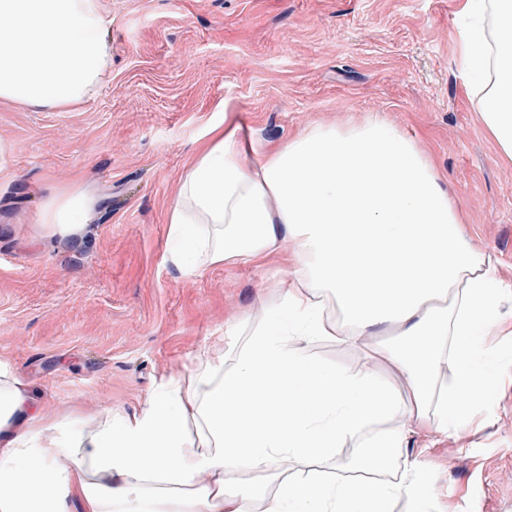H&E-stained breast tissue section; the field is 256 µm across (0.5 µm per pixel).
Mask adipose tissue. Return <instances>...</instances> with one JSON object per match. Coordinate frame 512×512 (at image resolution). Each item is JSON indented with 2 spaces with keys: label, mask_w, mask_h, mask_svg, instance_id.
<instances>
[{
  "label": "adipose tissue",
  "mask_w": 512,
  "mask_h": 512,
  "mask_svg": "<svg viewBox=\"0 0 512 512\" xmlns=\"http://www.w3.org/2000/svg\"><path fill=\"white\" fill-rule=\"evenodd\" d=\"M461 14V66L512 161V0H464ZM111 63L98 0H0V99L78 104ZM204 139L167 212V260L190 274L283 256L278 303L118 422L105 411L44 431L23 379L1 363L0 512H393L399 499L429 512L427 460L408 447L426 433L467 438L496 385L489 339L512 297L496 257L465 242L428 154L384 121L270 143L220 120ZM96 205L78 189L49 198L47 236L74 242ZM317 342L362 358L327 364L310 351ZM346 444L351 473L372 479L326 475Z\"/></svg>",
  "instance_id": "adipose-tissue-1"
}]
</instances>
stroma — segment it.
Segmentation results:
<instances>
[{
  "mask_svg": "<svg viewBox=\"0 0 512 512\" xmlns=\"http://www.w3.org/2000/svg\"><path fill=\"white\" fill-rule=\"evenodd\" d=\"M462 0H99L112 67L84 103L0 100V361L58 422L140 411L162 377L227 343L277 301L272 256L186 275L166 259L167 210L219 115L283 142L377 116L419 140L512 285V163L459 65ZM96 198L72 250L39 213ZM488 421L425 452L434 512H512V338L499 336Z\"/></svg>",
  "mask_w": 512,
  "mask_h": 512,
  "instance_id": "obj_1",
  "label": "stroma"
}]
</instances>
